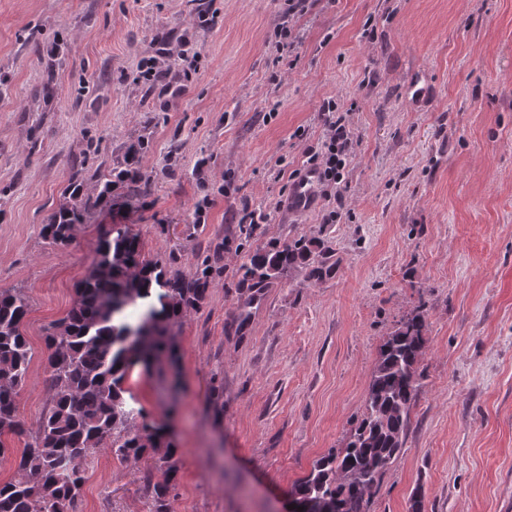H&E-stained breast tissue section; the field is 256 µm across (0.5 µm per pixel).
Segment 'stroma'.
Segmentation results:
<instances>
[{"label": "stroma", "mask_w": 512, "mask_h": 512, "mask_svg": "<svg viewBox=\"0 0 512 512\" xmlns=\"http://www.w3.org/2000/svg\"><path fill=\"white\" fill-rule=\"evenodd\" d=\"M280 0H0V288L30 301L18 414L49 400L47 329L72 307L111 225L192 276L222 274L174 328L177 366L136 365L125 398L164 425L172 512H282L313 462L362 418L387 336L427 339L404 445L367 512H506L512 504V0H308L295 46L269 40ZM197 65L172 99L142 61ZM430 95L416 102L413 84ZM336 100L355 139L337 196H288ZM145 139V194L57 246L41 227L76 171L118 166ZM269 213L251 237L243 207ZM336 221H327L330 211ZM306 238L339 263L275 282L236 326L253 250ZM154 460H91L80 512H152Z\"/></svg>", "instance_id": "35a3bbf8"}]
</instances>
